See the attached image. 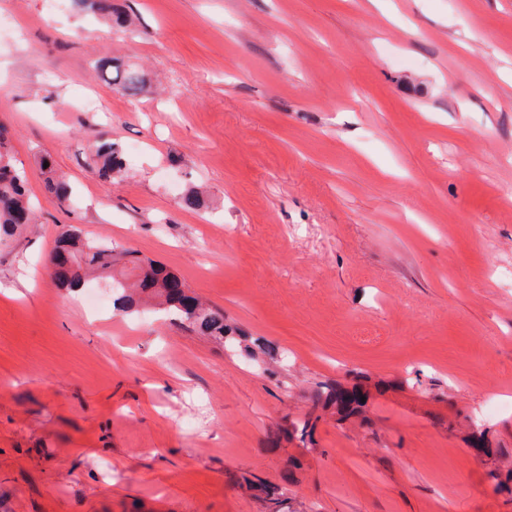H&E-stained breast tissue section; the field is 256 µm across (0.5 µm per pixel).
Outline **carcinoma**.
Returning <instances> with one entry per match:
<instances>
[{"label": "carcinoma", "mask_w": 512, "mask_h": 512, "mask_svg": "<svg viewBox=\"0 0 512 512\" xmlns=\"http://www.w3.org/2000/svg\"><path fill=\"white\" fill-rule=\"evenodd\" d=\"M71 7L78 14L93 13L105 20L118 18L112 0H71ZM97 74L114 91L123 96H136L143 92L145 80L141 72L118 58L101 57L95 62ZM7 131H0V246L21 234L25 227L35 223L34 212L26 200L27 174L14 161L9 150ZM88 168L103 181H112L122 175L125 163L119 146L104 135L95 137L87 161ZM48 191L58 204L71 198L68 182L52 175V166L41 167ZM96 274L111 279L116 298L114 304L124 313L134 312L138 300L129 288L158 300V305L170 319L220 342L233 329L224 320V311L203 304L197 297L186 293L183 283L163 265L145 261L137 252L118 248L104 241H89L79 230L70 226L57 238L54 255V275L63 284L80 287L85 279ZM310 407L304 419L291 423V431L301 441L311 437L317 411L329 404L336 406L340 419L345 420L360 412L363 406L358 389L331 388L326 392L315 391L309 398Z\"/></svg>", "instance_id": "1"}]
</instances>
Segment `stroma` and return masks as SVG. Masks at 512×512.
I'll return each instance as SVG.
<instances>
[{
  "mask_svg": "<svg viewBox=\"0 0 512 512\" xmlns=\"http://www.w3.org/2000/svg\"><path fill=\"white\" fill-rule=\"evenodd\" d=\"M124 9L128 29L0 0V125L36 206L0 247V512H264L255 478L283 512H512V0ZM101 56L145 90L114 92ZM100 130L111 182L87 167ZM69 224L245 343L119 313L106 279L60 287ZM322 382L360 385L363 415L281 436ZM97 74L122 96H136L143 92L145 80L141 72L118 58L101 57L95 62ZM87 165L98 178L108 182L121 176L125 170L121 149L105 135L95 137ZM45 162H48L47 167H44ZM40 169L42 174L46 176L45 183L48 191L52 194L57 203L63 205L68 202L72 194L71 186L65 180L52 175V163L49 156L46 155L41 158Z\"/></svg>",
  "mask_w": 512,
  "mask_h": 512,
  "instance_id": "obj_1",
  "label": "stroma"
}]
</instances>
